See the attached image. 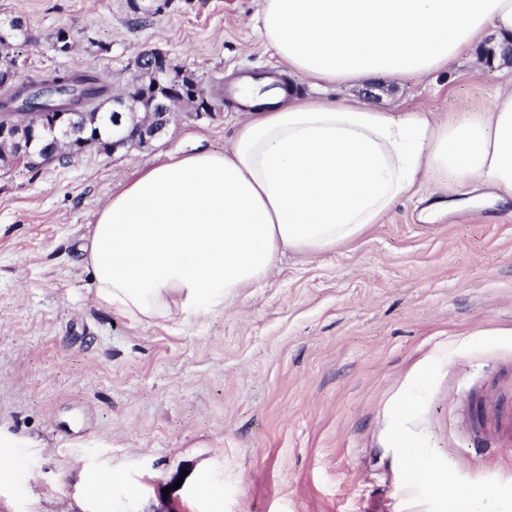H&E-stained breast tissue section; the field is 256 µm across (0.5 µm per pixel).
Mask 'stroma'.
I'll return each instance as SVG.
<instances>
[{
    "instance_id": "35a3bbf8",
    "label": "stroma",
    "mask_w": 512,
    "mask_h": 512,
    "mask_svg": "<svg viewBox=\"0 0 512 512\" xmlns=\"http://www.w3.org/2000/svg\"><path fill=\"white\" fill-rule=\"evenodd\" d=\"M0 0L37 37L27 71L95 69L122 89L143 51L223 91L287 76L297 98L419 108L445 123L512 88L478 49L425 76L325 83L258 32L260 0ZM75 37L59 56L44 37ZM217 101L146 148L0 168V512H512V446L473 413L512 393V200L430 177L362 237L274 273L198 321L100 303L81 247L99 209L171 156L230 150Z\"/></svg>"
}]
</instances>
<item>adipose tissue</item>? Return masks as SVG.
<instances>
[{
  "mask_svg": "<svg viewBox=\"0 0 512 512\" xmlns=\"http://www.w3.org/2000/svg\"><path fill=\"white\" fill-rule=\"evenodd\" d=\"M489 27L512 34V0H262L260 36L290 69L343 82L440 70ZM252 94L230 152L155 164L99 210L83 248L99 301L146 323L200 319L285 252L357 240L431 173L512 199V90L445 124Z\"/></svg>",
  "mask_w": 512,
  "mask_h": 512,
  "instance_id": "1",
  "label": "adipose tissue"
}]
</instances>
